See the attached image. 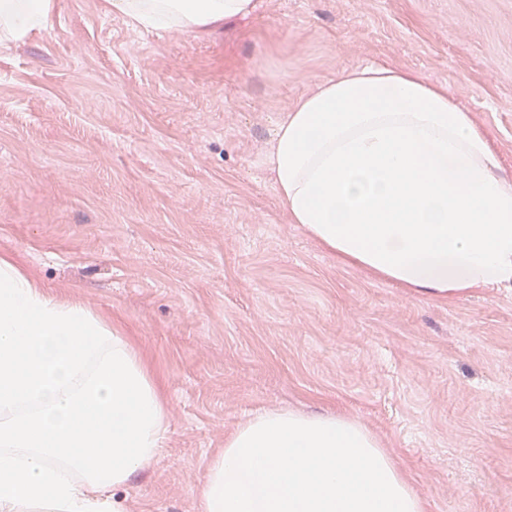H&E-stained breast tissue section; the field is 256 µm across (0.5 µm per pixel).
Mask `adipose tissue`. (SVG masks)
I'll list each match as a JSON object with an SVG mask.
<instances>
[{
  "mask_svg": "<svg viewBox=\"0 0 512 512\" xmlns=\"http://www.w3.org/2000/svg\"><path fill=\"white\" fill-rule=\"evenodd\" d=\"M144 30L197 32L254 0H107ZM53 0H0V42L49 28ZM291 223L347 265L431 300L512 288V178L446 87L369 61L319 82L262 154ZM156 379L118 327L0 255V512H125L163 446ZM201 512H425L363 423L263 411L208 464Z\"/></svg>",
  "mask_w": 512,
  "mask_h": 512,
  "instance_id": "obj_1",
  "label": "adipose tissue"
}]
</instances>
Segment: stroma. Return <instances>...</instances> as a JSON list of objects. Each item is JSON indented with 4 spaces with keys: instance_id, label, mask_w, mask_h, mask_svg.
Here are the masks:
<instances>
[{
    "instance_id": "obj_1",
    "label": "stroma",
    "mask_w": 512,
    "mask_h": 512,
    "mask_svg": "<svg viewBox=\"0 0 512 512\" xmlns=\"http://www.w3.org/2000/svg\"><path fill=\"white\" fill-rule=\"evenodd\" d=\"M368 60L447 86L512 176V0H258L189 34L56 0L0 46V254L121 326L166 403L126 512H200L209 459L280 409L358 418L426 512H512V290L448 304L344 265L259 164Z\"/></svg>"
}]
</instances>
